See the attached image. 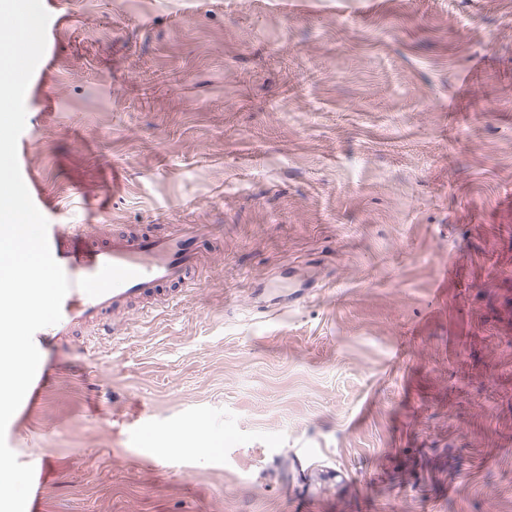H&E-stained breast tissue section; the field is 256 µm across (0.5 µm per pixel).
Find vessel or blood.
<instances>
[{
	"label": "vessel or blood",
	"instance_id": "obj_1",
	"mask_svg": "<svg viewBox=\"0 0 512 512\" xmlns=\"http://www.w3.org/2000/svg\"><path fill=\"white\" fill-rule=\"evenodd\" d=\"M22 178L39 210H47L46 195L30 171V147L18 151ZM208 230L203 224H179L161 236L132 238L113 233L111 238L75 224H52L47 230L51 253L72 286L62 302V318L36 332L34 342L41 357L69 349L75 342L94 340L107 327L111 312L145 300L151 309L166 308L181 302L182 293L198 287L203 244ZM316 282L281 294L272 314L301 305ZM311 448L291 455L289 485L304 499L316 490V471L310 465ZM51 469L44 461L34 468L32 489L26 512H39L42 490Z\"/></svg>",
	"mask_w": 512,
	"mask_h": 512
}]
</instances>
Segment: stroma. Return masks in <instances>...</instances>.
<instances>
[{
    "mask_svg": "<svg viewBox=\"0 0 512 512\" xmlns=\"http://www.w3.org/2000/svg\"><path fill=\"white\" fill-rule=\"evenodd\" d=\"M51 224H209L200 287L50 363L41 512H512V0H62ZM453 263L445 272L444 263ZM333 282L276 317L289 264ZM173 471H156L155 458ZM313 453L311 448L307 447L300 448L291 455V472L288 484L294 490H298V493L302 495L306 502L312 498L317 489L316 481L318 477L316 476V470L308 464Z\"/></svg>",
    "mask_w": 512,
    "mask_h": 512,
    "instance_id": "1",
    "label": "stroma"
}]
</instances>
